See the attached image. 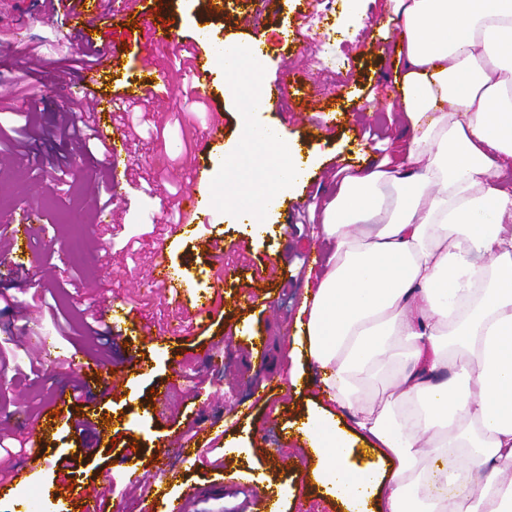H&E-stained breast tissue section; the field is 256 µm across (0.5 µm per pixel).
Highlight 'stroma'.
I'll list each match as a JSON object with an SVG mask.
<instances>
[{
    "label": "stroma",
    "instance_id": "35a3bbf8",
    "mask_svg": "<svg viewBox=\"0 0 512 512\" xmlns=\"http://www.w3.org/2000/svg\"><path fill=\"white\" fill-rule=\"evenodd\" d=\"M314 0H134L115 16V26L141 24L146 11L163 13L180 39L207 31L216 42L276 39L283 26L310 16ZM68 8L50 10L42 0H0V222L18 224L19 201L33 214L29 250L39 266H0V429L11 431L4 446L13 464L24 455L18 440L23 421L42 413L63 386L79 384L57 355L82 350L78 337L61 335L54 317L78 322L107 303L128 304L151 323L154 336L140 346L153 370L136 374L126 363L127 348L115 343L112 362L124 382L102 402L94 415L120 412L124 425L108 427L106 439L70 428L48 436V447L69 453L89 449L78 475L104 494L105 512H138L140 496L160 480V471L175 467V440L193 425L211 428L218 441L204 447L202 459L181 468L182 487L195 490L190 512H253L266 491L257 474L272 479L281 491V512H341L339 502L311 488L309 453L284 428L302 422L308 406L317 404L315 373H307L302 394L290 384V350L281 343L292 335L305 293L312 254L320 249L317 217L326 196L335 189L337 160L356 149L382 156L395 143L406 142L405 115L388 107L385 91L395 90L399 31L392 26L393 0H361L352 14L345 0H333L323 38L314 43L273 50L266 77L286 64L305 72V90L281 107L259 111L260 121L283 126L303 153H314L319 165L299 200L288 202L284 232L252 238L219 211L186 222L182 197L187 190L210 191L216 159L239 134V112L224 99V74L215 72L208 91H197L189 52L158 54L144 63L135 42L116 47L113 58L121 73L139 75L143 66L163 73L154 97L139 102L134 116L120 112L115 122L128 137L130 150L108 159L94 148L53 135L77 79L57 86L55 64L81 57L84 47L67 23ZM219 133H212V126ZM211 137L209 155L199 144ZM206 165L203 179L194 171ZM65 170L55 191L40 189L49 167ZM105 180L112 197V223H97L90 181ZM179 233H171L174 225ZM222 239L223 262H214L209 247ZM174 265L183 289L207 297L222 291L223 299L203 340L211 353L196 348L194 338L165 334L179 317L177 302L153 282L159 259ZM249 289L272 301V308L249 309L239 301ZM262 336L256 353L243 328ZM273 392L254 401L255 386ZM169 390L167 403L155 393ZM139 450V488L128 484L120 452ZM54 466L0 495V512H55L46 488Z\"/></svg>",
    "mask_w": 512,
    "mask_h": 512
}]
</instances>
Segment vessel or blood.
<instances>
[{
  "instance_id": "obj_1",
  "label": "vessel or blood",
  "mask_w": 512,
  "mask_h": 512,
  "mask_svg": "<svg viewBox=\"0 0 512 512\" xmlns=\"http://www.w3.org/2000/svg\"><path fill=\"white\" fill-rule=\"evenodd\" d=\"M112 0H74L69 13L73 32L86 46H94L93 32H100L102 39L108 40L113 36L112 31L101 30L100 24L105 16L114 15L111 6ZM124 39L135 40L145 55H152L153 51L167 47L176 49L180 43L178 36L171 26L159 17L144 18L139 31H124ZM218 52L216 46L210 42H202L196 46L194 66L192 70L193 82L197 90L207 89L212 77V64ZM112 55L109 52H100L96 63L83 69L79 76L82 97L88 108L92 126L96 137L104 144L108 156L118 157L127 149V140L119 129L113 128L111 117L113 113L123 110L126 106L137 101L151 97L155 93L156 83L148 77L126 80L123 91L119 95L107 92V85L113 80ZM303 90L302 72L298 69L282 68L274 79L263 82L262 100L264 104L276 105L283 98L288 89ZM155 280L167 288L173 300H180L182 282L176 267L166 263H158L155 267ZM195 309L193 321L179 323L173 328L176 336H192L196 333V322L211 318L213 306L211 301L193 300ZM104 315H107V329L115 338L127 339L129 331L140 333L142 339H149L153 335L150 324L138 321L133 311L115 314L113 306H105ZM65 366H78L88 383L98 382L100 374L115 376L116 371L111 361L98 356L86 355L79 361L65 359ZM91 399L88 392L66 393L59 392L51 403V413L31 420L27 427V439L31 445L24 462L13 468L9 474L0 478V489L8 490L14 481L24 480L26 474L41 466L47 455L44 435L47 429L56 427L59 421H66L70 425H91L92 420L86 411ZM55 465L56 477L53 481L55 490L53 496L58 503L57 512H71L76 505H83L85 512H101L100 495L95 486L84 483L77 475V455L58 456ZM190 495H168L161 499L148 496L139 500V512H188Z\"/></svg>"
}]
</instances>
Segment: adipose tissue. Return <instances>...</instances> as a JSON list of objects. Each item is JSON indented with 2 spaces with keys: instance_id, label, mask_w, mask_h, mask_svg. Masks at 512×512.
I'll list each match as a JSON object with an SVG mask.
<instances>
[{
  "instance_id": "adipose-tissue-1",
  "label": "adipose tissue",
  "mask_w": 512,
  "mask_h": 512,
  "mask_svg": "<svg viewBox=\"0 0 512 512\" xmlns=\"http://www.w3.org/2000/svg\"><path fill=\"white\" fill-rule=\"evenodd\" d=\"M395 2L411 136L322 210L300 432L344 512H512V0Z\"/></svg>"
}]
</instances>
